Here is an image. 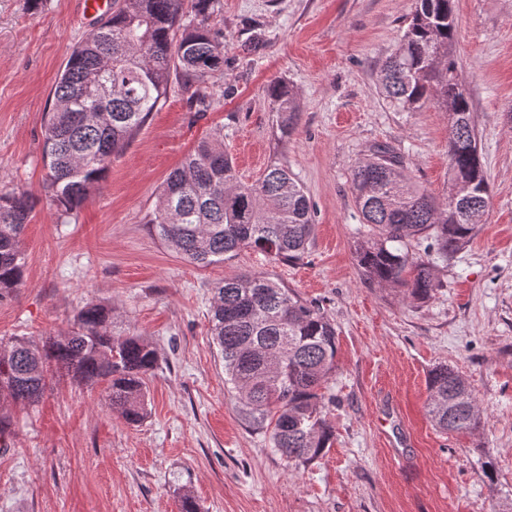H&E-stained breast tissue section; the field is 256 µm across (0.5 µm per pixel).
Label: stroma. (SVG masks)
<instances>
[{"label":"stroma","mask_w":512,"mask_h":512,"mask_svg":"<svg viewBox=\"0 0 512 512\" xmlns=\"http://www.w3.org/2000/svg\"><path fill=\"white\" fill-rule=\"evenodd\" d=\"M224 70L204 101L171 80L83 205L50 203L42 155L51 92L72 47L98 26L80 0H0V191L35 198L20 238L23 283L0 301V341L65 336L88 304L112 332L140 336L160 367L145 391L147 419L127 424L103 385L55 373L34 404L0 403V512H512V0H456L454 45L491 189L480 231L424 303L362 279L355 248L369 236L351 190L355 162L391 145L412 181L448 193V116L435 102L389 107L379 70L415 0H214ZM300 96L287 143L273 134L267 85ZM223 133L238 178L286 163L315 212L298 262L253 251L199 267L147 219L165 178L204 138ZM237 273L277 281L323 307L337 330L335 402L322 414L330 448L306 466L276 455L224 384L210 335L214 283ZM439 364L471 387L481 425L443 434L427 415Z\"/></svg>","instance_id":"obj_1"}]
</instances>
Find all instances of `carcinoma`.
<instances>
[{"instance_id":"1","label":"carcinoma","mask_w":512,"mask_h":512,"mask_svg":"<svg viewBox=\"0 0 512 512\" xmlns=\"http://www.w3.org/2000/svg\"><path fill=\"white\" fill-rule=\"evenodd\" d=\"M114 2L112 16L72 48L44 124L48 189L66 215L165 103L171 73L201 100L205 81L224 68V33L207 23L214 0H194L190 20L182 0ZM456 31L455 0H416L379 79L398 111L413 112L433 98L448 113V196L440 200L414 186L402 156L386 144L373 145L351 171L360 222L376 230L355 250L361 277L418 302L443 287L435 261L448 263L469 242L490 200L468 94L448 84L457 72ZM266 94L277 140L286 142L297 124L298 94L284 79L272 81ZM33 208L27 191H0V300L22 283L20 237ZM148 223L199 266L230 261L243 250L298 261L315 227L304 188L285 164L275 161L256 182L242 183L221 134L201 141L167 175ZM212 293L208 319L224 384L276 453L296 465L311 461L333 438L319 406L332 400L320 389L336 368L335 325L318 304L264 276L224 278ZM157 365L144 338L112 335L108 309L88 304L66 336L1 345L0 388L15 402L34 404L53 371H64L80 383H105L108 407L137 425L148 415L144 390ZM428 390L427 412L437 429L459 434L479 427L477 400L457 372L432 369Z\"/></svg>"}]
</instances>
